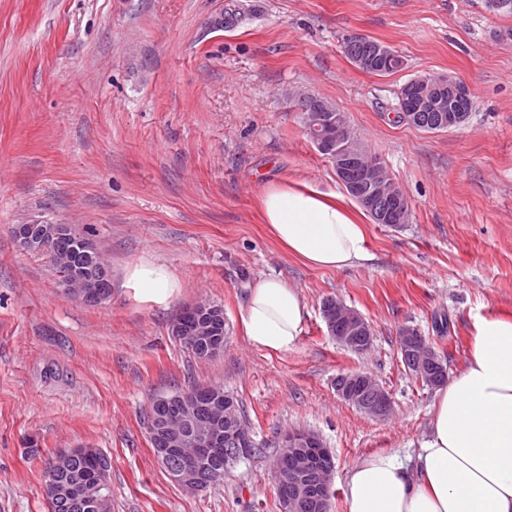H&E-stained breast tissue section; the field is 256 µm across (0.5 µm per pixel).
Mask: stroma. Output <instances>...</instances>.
Wrapping results in <instances>:
<instances>
[{
  "label": "stroma",
  "instance_id": "35a3bbf8",
  "mask_svg": "<svg viewBox=\"0 0 512 512\" xmlns=\"http://www.w3.org/2000/svg\"><path fill=\"white\" fill-rule=\"evenodd\" d=\"M354 36L404 68L358 69L343 52ZM424 75L472 89L462 126L395 121L399 86ZM293 91L333 103L409 203L403 227L368 224L370 260L309 267L260 221L265 183L343 189L289 111ZM32 220L88 235L112 270L108 302L69 299L48 254L17 246L11 226ZM141 264L177 278L167 304L129 286ZM264 276L307 307L285 353L241 326ZM331 298L371 325L366 353L328 334ZM199 302L221 306L228 328L206 359L171 334ZM490 311L512 313V14L490 0H0V512H52L44 472L69 448L111 458L112 512H282L272 461L298 429L331 452L329 512H346L349 470L413 452L429 429L435 391L403 365L400 329L453 375ZM355 371L388 392L386 416L337 394ZM193 385L232 394L260 452L189 492L155 457L147 412Z\"/></svg>",
  "mask_w": 512,
  "mask_h": 512
}]
</instances>
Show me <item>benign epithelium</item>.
<instances>
[{"label":"benign epithelium","instance_id":"1","mask_svg":"<svg viewBox=\"0 0 512 512\" xmlns=\"http://www.w3.org/2000/svg\"><path fill=\"white\" fill-rule=\"evenodd\" d=\"M331 161L338 171L343 172L356 161V154L349 146L338 141ZM63 231L61 224H44L38 220L11 226V235L19 247L27 252L49 249L57 266L70 263L68 259L59 258L58 240L63 236ZM64 286L68 296L86 305H100L112 297V278L106 267L96 270L92 287L86 290L75 288L71 282L64 283ZM328 318L331 321L336 318L346 320L350 334L370 331L366 320L340 301L336 302V315L330 314ZM223 322L224 313L220 307L200 302L180 311L172 322V335L182 342L189 341L198 346L203 354L213 356L224 349V336L221 333ZM403 341L407 346L419 347L421 364L436 362L437 353L421 340L415 330H407ZM344 379L372 387L378 394L379 405L363 406L358 403L354 389L341 386L339 391L344 401L366 415L384 416V410L391 406L390 397L371 376L353 373L344 376ZM235 408L230 397L216 386L159 395L152 400L149 407V436L151 441L157 443L155 456L163 464L172 455L181 459L180 465L166 468L173 482L192 491L203 489L205 482L202 481V472L210 460L223 452L224 439L227 437L240 446L242 454H249L252 437L246 421L242 420L236 426L224 424V418L230 416ZM278 447L291 458V464L286 468L279 459L274 464L276 483L283 492V512H296L302 501L314 495V482L310 474H316L317 483L327 490L331 486L335 464L330 459L321 467L314 468L315 459L324 454V448L310 433L288 431L280 438ZM72 456V452L65 451L53 459L44 491L52 500L73 499L77 506L90 512L108 497L107 485L86 475L77 481L63 480V475L69 471Z\"/></svg>","mask_w":512,"mask_h":512}]
</instances>
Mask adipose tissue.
Instances as JSON below:
<instances>
[{
	"mask_svg": "<svg viewBox=\"0 0 512 512\" xmlns=\"http://www.w3.org/2000/svg\"><path fill=\"white\" fill-rule=\"evenodd\" d=\"M257 208L288 255L317 269L367 260L361 211L341 195L295 181L265 184ZM129 285L145 300L167 303L178 283L166 267L142 265ZM306 306L275 276L250 289L241 324L258 348H295ZM347 512H512V317H477L460 370L437 392L430 428L415 456L361 459L345 484Z\"/></svg>",
	"mask_w": 512,
	"mask_h": 512,
	"instance_id": "1",
	"label": "adipose tissue"
}]
</instances>
